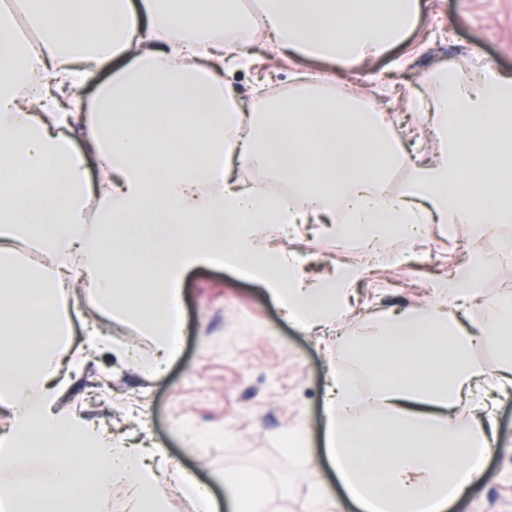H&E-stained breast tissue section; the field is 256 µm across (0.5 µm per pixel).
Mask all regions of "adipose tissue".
I'll list each match as a JSON object with an SVG mask.
<instances>
[{"label":"adipose tissue","instance_id":"1","mask_svg":"<svg viewBox=\"0 0 512 512\" xmlns=\"http://www.w3.org/2000/svg\"><path fill=\"white\" fill-rule=\"evenodd\" d=\"M26 11L34 45L0 11V512H78L85 500L90 512H167L171 486L193 512H218L165 448L118 440L67 402L79 371L71 292L89 288L101 315L152 338L156 355L136 361L148 376L181 350V284L199 265L246 271L303 329L330 330L367 269L343 263L311 284L294 254L257 249L268 230L298 224L332 225L337 242L360 240L393 265L397 245L433 224L495 238L435 283L431 306L338 337L337 357L362 372L337 366L328 392L327 454L361 512H447L481 484L500 445L488 398L512 395V289L482 296L487 278L512 269V239L496 234L512 224V77L431 72L439 151L422 163L347 88L299 79L283 96L254 88L246 103L224 82L260 35L331 62L381 56L419 0H263L256 13L239 0H145L142 17L131 0H26ZM105 66L111 79L96 82ZM405 166V191L390 192ZM246 169L292 194L262 193ZM127 232L164 254L134 279ZM25 250L37 258L18 265ZM481 343L503 353L490 376L469 360ZM37 444L40 474L23 480L15 463ZM224 486L234 512H268L255 478L228 473Z\"/></svg>","mask_w":512,"mask_h":512}]
</instances>
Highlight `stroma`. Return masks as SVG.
Instances as JSON below:
<instances>
[{"label": "stroma", "mask_w": 512, "mask_h": 512, "mask_svg": "<svg viewBox=\"0 0 512 512\" xmlns=\"http://www.w3.org/2000/svg\"><path fill=\"white\" fill-rule=\"evenodd\" d=\"M448 64L466 73L490 66L512 77V0H421L419 19L404 41L359 64L332 66L260 40L247 66L225 80L244 99L259 81L273 92L289 90L297 70L339 86L353 84L386 123L420 134L422 151L430 155L435 145L423 134L421 110L433 94L426 76ZM267 243L296 254L312 280L331 276L337 262L361 258L339 247L323 224L300 225ZM478 243L466 224L450 233L433 229L406 263L374 270L357 284L344 331L354 330L365 315L426 303L432 283L468 263ZM479 244L493 247L488 240ZM182 288L183 346L153 378L133 362L153 353L151 341L105 320L80 295L84 318L121 342L131 357L120 362L109 352H92L70 402L112 431L167 448L182 468L213 482L220 501L230 494L218 475L241 472L260 478L270 512H308L307 484L319 475L328 496L342 502L344 512H356L345 503L325 452L335 351L320 332L289 320L278 299L239 269L201 265L185 276ZM494 416L501 446L488 459L482 483L450 512H512V396L499 401ZM296 428L305 434L300 457L287 446Z\"/></svg>", "instance_id": "obj_1"}]
</instances>
